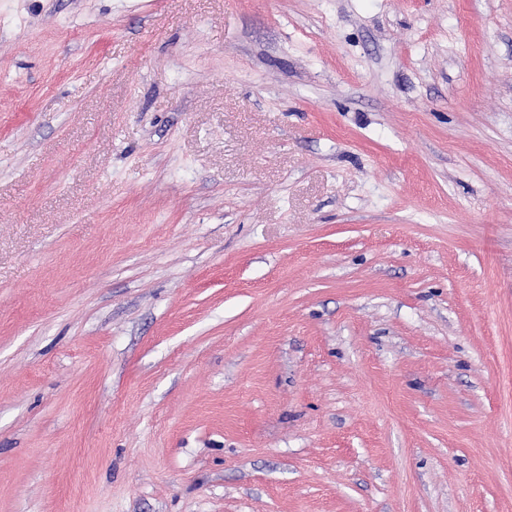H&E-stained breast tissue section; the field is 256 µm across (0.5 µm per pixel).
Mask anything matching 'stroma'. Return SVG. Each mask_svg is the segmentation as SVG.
<instances>
[{"label":"stroma","instance_id":"obj_1","mask_svg":"<svg viewBox=\"0 0 512 512\" xmlns=\"http://www.w3.org/2000/svg\"><path fill=\"white\" fill-rule=\"evenodd\" d=\"M0 512H512V0H0Z\"/></svg>","mask_w":512,"mask_h":512}]
</instances>
